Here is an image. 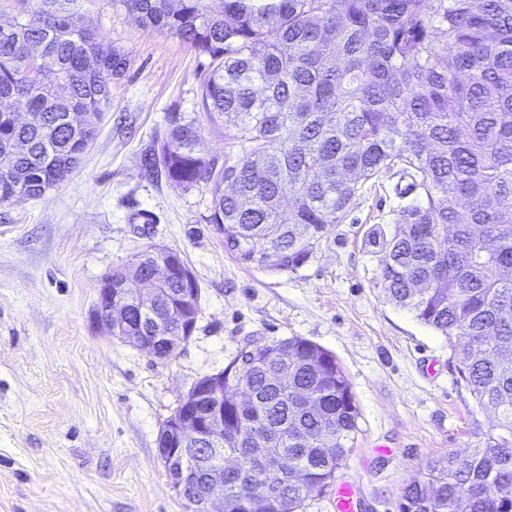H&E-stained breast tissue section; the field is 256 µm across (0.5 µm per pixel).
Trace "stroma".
I'll list each match as a JSON object with an SVG mask.
<instances>
[{
    "label": "stroma",
    "mask_w": 512,
    "mask_h": 512,
    "mask_svg": "<svg viewBox=\"0 0 512 512\" xmlns=\"http://www.w3.org/2000/svg\"><path fill=\"white\" fill-rule=\"evenodd\" d=\"M76 6L128 67L78 170L0 205V512H186L159 433L200 377L256 341L298 336L344 368L359 418L336 480L360 512H398L428 463L497 435L496 415L458 382L447 337L383 294L366 240L393 233L398 176L363 185L297 271L240 262L208 222L209 187L142 167L166 113L196 111L208 57L112 0ZM151 245L178 252L201 288L194 333L166 359L93 319L100 282Z\"/></svg>",
    "instance_id": "1"
}]
</instances>
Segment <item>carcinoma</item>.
<instances>
[{
    "instance_id": "carcinoma-1",
    "label": "carcinoma",
    "mask_w": 512,
    "mask_h": 512,
    "mask_svg": "<svg viewBox=\"0 0 512 512\" xmlns=\"http://www.w3.org/2000/svg\"><path fill=\"white\" fill-rule=\"evenodd\" d=\"M75 0H19L12 34H0V205L39 198L67 179L96 129L70 115H102L110 84L128 60L96 30ZM147 27L209 57L199 113L166 114L167 136L144 160L176 188L210 187L211 224L244 240L239 260L265 264L284 252L280 272L315 253L327 228L345 218L361 187L394 171L398 235L368 238L388 300L448 337L460 380L478 405L496 413L503 433L461 457L427 466V480L403 492L400 512H512V0H112ZM25 110L38 123H21ZM238 141L242 156L216 162L197 150L198 114ZM234 188L224 192V179ZM296 196L286 212L282 200ZM179 253L141 252L139 277ZM112 287L136 288L127 266L112 269ZM197 280L157 281L154 308L129 305L117 336H156L186 311L178 302ZM291 380L310 390L319 416L299 414L272 386L262 363L277 342L253 344L250 384L257 402L233 429L278 428L276 447L288 473L332 483L357 431L349 380L331 363L323 375L303 361L316 344L290 338ZM328 428L334 452L315 442ZM177 490L192 512L209 469ZM255 480L268 483L288 512L310 490L249 462L224 472L225 512H247Z\"/></svg>"
}]
</instances>
